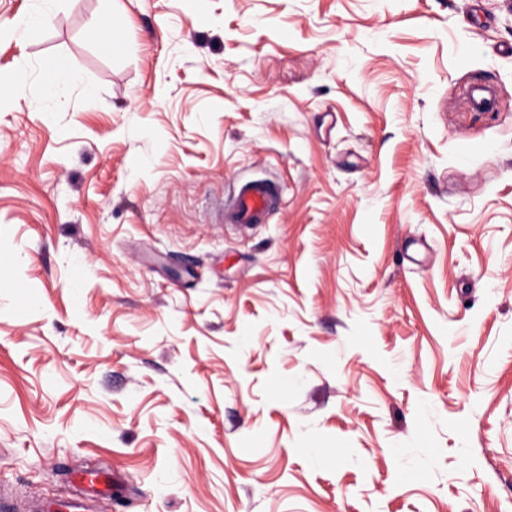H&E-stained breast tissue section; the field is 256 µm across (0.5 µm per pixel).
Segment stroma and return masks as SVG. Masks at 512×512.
<instances>
[{
    "label": "stroma",
    "instance_id": "35a3bbf8",
    "mask_svg": "<svg viewBox=\"0 0 512 512\" xmlns=\"http://www.w3.org/2000/svg\"><path fill=\"white\" fill-rule=\"evenodd\" d=\"M32 4L0 495L81 464L98 512H512V0H59L16 39ZM50 58L83 83L45 97ZM253 178L282 206L224 223ZM74 481L85 488L87 499L99 496H112V478L100 470L81 468L73 471Z\"/></svg>",
    "mask_w": 512,
    "mask_h": 512
}]
</instances>
